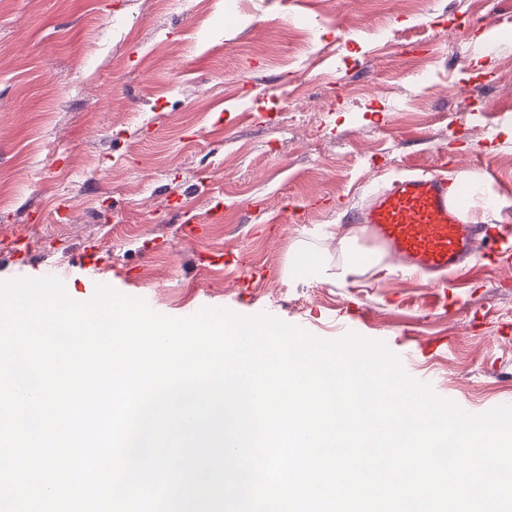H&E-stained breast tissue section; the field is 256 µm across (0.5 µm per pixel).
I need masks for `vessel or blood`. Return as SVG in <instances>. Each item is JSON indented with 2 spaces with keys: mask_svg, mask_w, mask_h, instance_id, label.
I'll list each match as a JSON object with an SVG mask.
<instances>
[{
  "mask_svg": "<svg viewBox=\"0 0 512 512\" xmlns=\"http://www.w3.org/2000/svg\"><path fill=\"white\" fill-rule=\"evenodd\" d=\"M479 195L469 185L449 189L438 174L394 179L356 216L393 257L415 272H445L479 256L497 265L512 260V230L479 224Z\"/></svg>",
  "mask_w": 512,
  "mask_h": 512,
  "instance_id": "b4317fda",
  "label": "vessel or blood"
}]
</instances>
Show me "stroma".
<instances>
[{
	"label": "stroma",
	"mask_w": 512,
	"mask_h": 512,
	"mask_svg": "<svg viewBox=\"0 0 512 512\" xmlns=\"http://www.w3.org/2000/svg\"><path fill=\"white\" fill-rule=\"evenodd\" d=\"M292 101L335 110L314 135ZM0 102V280L61 265L89 301L94 241L113 289L159 314L355 334L467 413L512 405V265L473 263L442 302L401 270L339 285L295 262L336 264L339 225L383 179L441 167L512 228V0H0Z\"/></svg>",
	"instance_id": "1"
}]
</instances>
